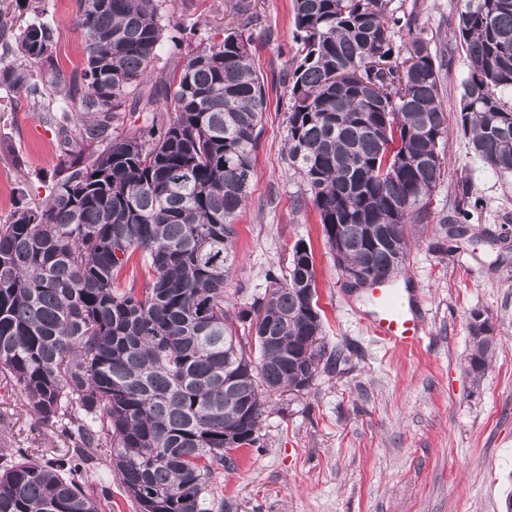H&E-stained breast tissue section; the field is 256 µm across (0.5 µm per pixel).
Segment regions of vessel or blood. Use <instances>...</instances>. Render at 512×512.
Listing matches in <instances>:
<instances>
[{
    "label": "vessel or blood",
    "mask_w": 512,
    "mask_h": 512,
    "mask_svg": "<svg viewBox=\"0 0 512 512\" xmlns=\"http://www.w3.org/2000/svg\"><path fill=\"white\" fill-rule=\"evenodd\" d=\"M366 294L370 310L365 317L369 331L393 349L411 351L423 341V308L417 298L395 288L393 279L371 283Z\"/></svg>",
    "instance_id": "b4317fda"
}]
</instances>
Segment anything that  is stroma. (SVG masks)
<instances>
[{
  "label": "stroma",
  "mask_w": 512,
  "mask_h": 512,
  "mask_svg": "<svg viewBox=\"0 0 512 512\" xmlns=\"http://www.w3.org/2000/svg\"><path fill=\"white\" fill-rule=\"evenodd\" d=\"M415 13L437 46L457 26L459 0H394ZM245 29L251 61L263 75L267 109L248 201L237 221L238 258L226 283L244 306L269 289L268 271L287 265L297 241L311 243L326 347H351L341 373L319 372L302 391L265 404L260 443L231 455L217 481L221 512H506L512 497V175L470 153L457 126L444 144L447 164L426 221L407 226L412 241L398 287L416 288L427 311L425 340L414 351L388 348L367 332L362 290L349 288L325 247L306 187L288 171V85L293 53L291 0H252ZM230 0H171V43L179 62L188 43L222 42ZM76 0H40L60 57L77 65L84 36ZM53 134L26 104L0 98V224L18 197L44 200L57 162ZM479 200L464 239L440 219L461 193ZM304 200L295 213L296 200ZM489 316L497 345L481 380L467 373L472 311ZM0 412L14 423L8 441L61 453L60 432L37 423L21 393L0 380Z\"/></svg>",
  "instance_id": "35a3bbf8"
}]
</instances>
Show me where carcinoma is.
I'll list each match as a JSON object with an SVG mask.
<instances>
[{"label": "carcinoma", "instance_id": "1", "mask_svg": "<svg viewBox=\"0 0 512 512\" xmlns=\"http://www.w3.org/2000/svg\"><path fill=\"white\" fill-rule=\"evenodd\" d=\"M77 2L85 57L70 71L51 26L0 10V92L59 148L49 196L0 224V375L70 443L48 459L1 451L0 512H106L114 475L137 512H213L227 453L259 441L257 396L315 378L292 357L323 334L313 249L296 242L271 291L227 304L267 97L251 37L231 30L158 68L169 0ZM291 6L289 170L341 274L392 277L443 176L447 54L465 56L456 123L470 152L512 173V0H464L446 52L420 35L396 44L393 27L415 18L393 0ZM128 112L151 121L127 128ZM374 224L389 238L371 241ZM491 350L471 333L473 379ZM317 356L325 369L347 360L320 344Z\"/></svg>", "mask_w": 512, "mask_h": 512}]
</instances>
